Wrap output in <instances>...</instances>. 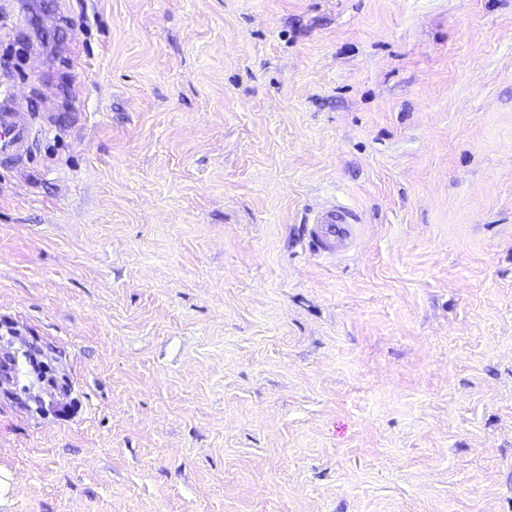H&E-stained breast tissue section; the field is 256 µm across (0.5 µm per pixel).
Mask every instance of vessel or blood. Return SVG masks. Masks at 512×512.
Listing matches in <instances>:
<instances>
[{"mask_svg":"<svg viewBox=\"0 0 512 512\" xmlns=\"http://www.w3.org/2000/svg\"><path fill=\"white\" fill-rule=\"evenodd\" d=\"M35 134L33 118L16 95L0 88V164L23 161ZM361 230V217L352 208L330 203L320 208L310 227L309 247L317 256L327 258L355 247Z\"/></svg>","mask_w":512,"mask_h":512,"instance_id":"1","label":"vessel or blood"}]
</instances>
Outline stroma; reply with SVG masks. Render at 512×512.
<instances>
[{
	"label": "stroma",
	"mask_w": 512,
	"mask_h": 512,
	"mask_svg": "<svg viewBox=\"0 0 512 512\" xmlns=\"http://www.w3.org/2000/svg\"><path fill=\"white\" fill-rule=\"evenodd\" d=\"M1 85L0 512H512V0H0ZM35 134L33 118L16 95L0 88V164L13 165L23 161ZM360 214L337 202L320 208L310 227L309 247L317 256L327 258L355 247L361 230Z\"/></svg>",
	"instance_id": "stroma-1"
}]
</instances>
